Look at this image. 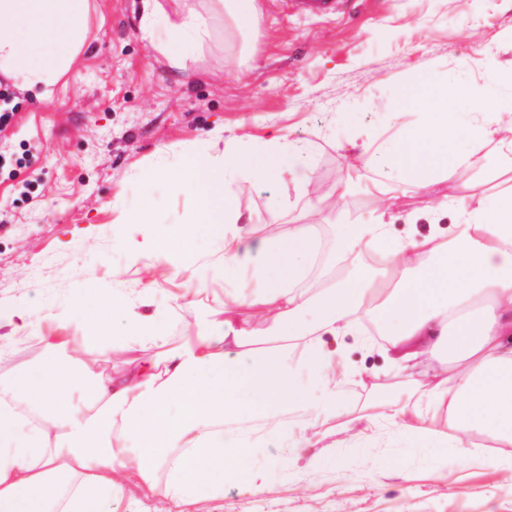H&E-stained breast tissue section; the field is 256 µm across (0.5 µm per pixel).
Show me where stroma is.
Segmentation results:
<instances>
[{
    "label": "stroma",
    "mask_w": 512,
    "mask_h": 512,
    "mask_svg": "<svg viewBox=\"0 0 512 512\" xmlns=\"http://www.w3.org/2000/svg\"><path fill=\"white\" fill-rule=\"evenodd\" d=\"M259 21L242 35L217 12L213 0H166L169 14L192 7L212 14V45L170 67L141 37L144 0H90L89 33L76 67L58 81L51 101H39L20 79L8 77L20 108L15 126L0 132V156H33L13 174L0 163V304L68 307L73 301L135 299V284L151 289L146 319L168 314L171 342L197 330L219 304L223 279L198 284L192 269L220 252L221 239L188 224L195 197L174 184L184 159L198 151L253 150L273 136L302 146L282 179L268 185L241 177L230 188L240 226L266 239L306 223L305 198L320 200L326 237L336 220L375 214L380 171L345 154L365 138H382L427 111L407 100L421 75L449 90L479 89L497 100L502 130L512 129V0H360L355 14L334 20L303 18L285 0H258ZM483 166L462 176L434 173L398 177L390 237L428 236L457 215L451 199L481 200L512 190V171L498 166L486 144ZM162 167L169 176L150 179ZM351 180L356 191L340 196ZM149 207L151 225L129 223ZM192 239L189 251L157 247L151 267L135 270L125 241H143L148 227ZM325 246L323 265L309 282L324 291L339 280L376 274L368 255L352 270ZM42 328L17 337L0 322V372L36 360ZM351 371L337 387L336 447L324 449V466L304 459L282 471L279 449L255 448L240 456L237 476L224 482L223 512H512V467L498 465L495 448L480 460L457 457L443 434L406 436L412 406L396 392L407 380L386 354L382 329L363 317L360 333L328 340ZM370 416L372 436L354 419ZM260 473L273 486L267 497L244 493Z\"/></svg>",
    "instance_id": "35a3bbf8"
}]
</instances>
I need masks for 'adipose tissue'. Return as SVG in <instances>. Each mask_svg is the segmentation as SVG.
I'll use <instances>...</instances> for the list:
<instances>
[{"label": "adipose tissue", "mask_w": 512, "mask_h": 512, "mask_svg": "<svg viewBox=\"0 0 512 512\" xmlns=\"http://www.w3.org/2000/svg\"><path fill=\"white\" fill-rule=\"evenodd\" d=\"M147 2L142 34L170 66L181 67L210 41L208 16L191 9L173 16L162 0ZM88 17L89 0H0V71L22 76L50 99L77 62ZM448 99L440 91L388 146L361 145L359 159L411 178L447 168L460 174L493 139L499 162L512 168V135L497 128L494 102L484 100L479 117L465 123ZM295 153L280 137L244 155L202 151L185 160L179 180L197 198L188 223L224 238L212 270L257 278L253 295L225 291L224 306L259 307L284 341L276 350L255 347L229 318L208 320L174 345L166 317L144 321L133 313L117 339L103 305L83 320L97 335L94 357L74 352L67 361L74 309L0 307L15 332L40 321L59 330L44 337L37 363L16 367L0 383V512H109L126 488L133 512L154 501L160 512H199L201 502L223 497L231 449L253 445L251 437L224 435V419L238 414L243 391L255 396L254 412L275 423L264 446L309 447L306 434L289 432L280 418L292 403L316 420L335 412L344 374L325 339L353 334L362 312L375 315L400 366L427 350L450 352L448 374H433L421 388L444 412L460 453L471 455L469 443L481 435L505 448L512 465V192L474 208L453 200L456 223L423 239L391 240L381 215L337 224V258L375 251L400 284L346 282L318 296L308 284L321 261L316 225L255 242L242 234L225 195L245 170L258 183L279 180ZM147 346L153 360L136 358ZM119 352L127 356L123 372H104Z\"/></svg>", "instance_id": "1"}]
</instances>
